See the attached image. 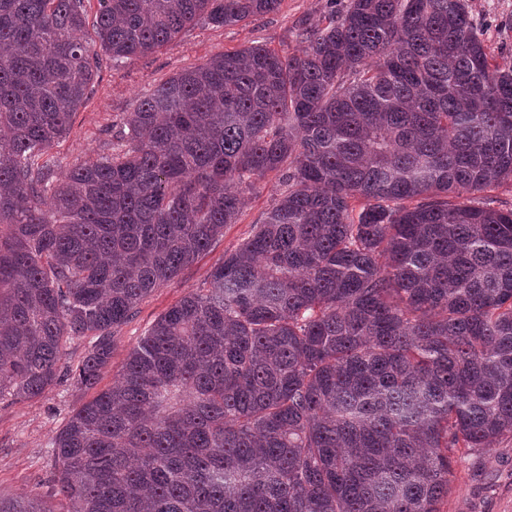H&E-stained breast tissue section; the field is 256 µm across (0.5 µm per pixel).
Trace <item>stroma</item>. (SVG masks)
Listing matches in <instances>:
<instances>
[{
	"mask_svg": "<svg viewBox=\"0 0 512 512\" xmlns=\"http://www.w3.org/2000/svg\"><path fill=\"white\" fill-rule=\"evenodd\" d=\"M471 17L492 62L512 64V0H466ZM328 0H280L277 10L247 22L217 27L197 22L175 41L154 53L113 66L102 60L99 77L72 122L69 134L56 144L59 173L112 151V135L136 100L174 75L204 63L211 56L251 45H264L285 56L299 53L303 28L327 25ZM281 190L278 173H269L248 191V204L237 223L225 226L207 254L157 288L139 306L137 316L117 329L112 362L103 385L118 371L148 327L192 289L203 287L215 264L237 249L254 224L272 207ZM90 398L68 382L41 398L10 406L0 404V496L13 497L48 479L54 469L49 441L67 417ZM442 512H512V440L504 439L479 455H458Z\"/></svg>",
	"mask_w": 512,
	"mask_h": 512,
	"instance_id": "1",
	"label": "stroma"
}]
</instances>
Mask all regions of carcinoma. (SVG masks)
<instances>
[{
	"instance_id": "obj_1",
	"label": "carcinoma",
	"mask_w": 512,
	"mask_h": 512,
	"mask_svg": "<svg viewBox=\"0 0 512 512\" xmlns=\"http://www.w3.org/2000/svg\"><path fill=\"white\" fill-rule=\"evenodd\" d=\"M0 0V403L99 383L116 329L284 190L161 314L0 512H441L455 454L512 437V66L465 0H348L305 49L224 52L55 178L99 74L279 0ZM93 36H88V33ZM88 339L61 364L64 346Z\"/></svg>"
}]
</instances>
